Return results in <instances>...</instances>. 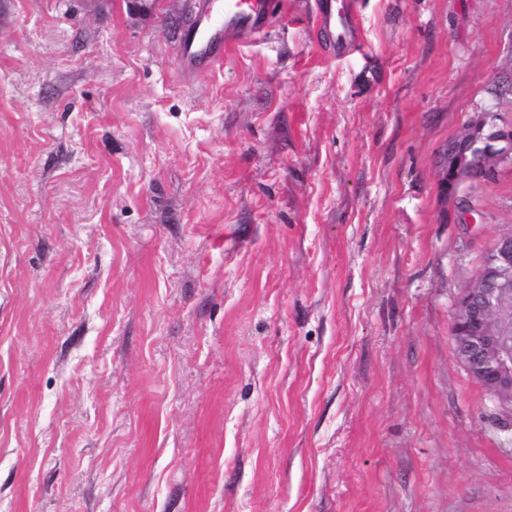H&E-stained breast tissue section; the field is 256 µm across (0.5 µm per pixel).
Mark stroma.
I'll list each match as a JSON object with an SVG mask.
<instances>
[{"label":"stroma","instance_id":"35a3bbf8","mask_svg":"<svg viewBox=\"0 0 512 512\" xmlns=\"http://www.w3.org/2000/svg\"><path fill=\"white\" fill-rule=\"evenodd\" d=\"M194 0H0V512H512L456 295L512 230V0H313L185 78ZM474 209L457 219V202ZM356 0H314L316 21L327 34L336 56L358 48ZM512 163V124H497L490 112H475L448 142L441 160V183L454 194L466 181Z\"/></svg>","mask_w":512,"mask_h":512}]
</instances>
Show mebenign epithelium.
I'll list each match as a JSON object with an SVG mask.
<instances>
[{"mask_svg":"<svg viewBox=\"0 0 512 512\" xmlns=\"http://www.w3.org/2000/svg\"><path fill=\"white\" fill-rule=\"evenodd\" d=\"M502 163H512V124L476 112L441 157L442 186L453 194ZM450 339L469 376L512 413V230L494 239L477 275L456 298Z\"/></svg>","mask_w":512,"mask_h":512,"instance_id":"benign-epithelium-1","label":"benign epithelium"}]
</instances>
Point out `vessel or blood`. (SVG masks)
<instances>
[{
  "mask_svg": "<svg viewBox=\"0 0 512 512\" xmlns=\"http://www.w3.org/2000/svg\"><path fill=\"white\" fill-rule=\"evenodd\" d=\"M316 21L337 55L358 47L357 0H314ZM280 0H196L178 47L185 75L221 62L226 48L266 35L281 16Z\"/></svg>",
  "mask_w": 512,
  "mask_h": 512,
  "instance_id": "vessel-or-blood-1",
  "label": "vessel or blood"
}]
</instances>
